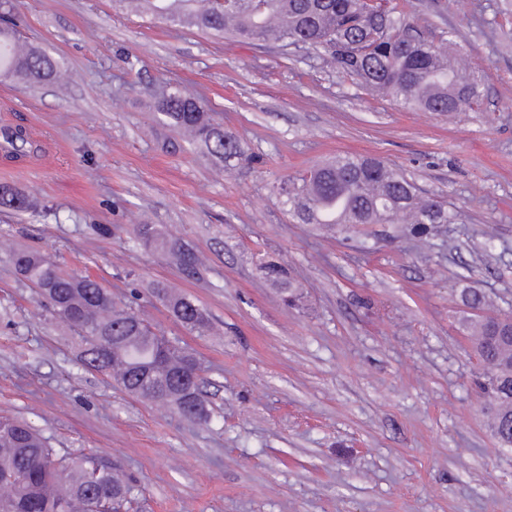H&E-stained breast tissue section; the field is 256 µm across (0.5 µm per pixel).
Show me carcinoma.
Here are the masks:
<instances>
[{
    "label": "carcinoma",
    "mask_w": 512,
    "mask_h": 512,
    "mask_svg": "<svg viewBox=\"0 0 512 512\" xmlns=\"http://www.w3.org/2000/svg\"><path fill=\"white\" fill-rule=\"evenodd\" d=\"M157 17L189 18L187 27L231 34L240 41L287 42L321 49L336 68L405 109L458 116L478 106L481 81L465 60L450 57L406 21L405 13L386 0L378 12L366 0H224V7L201 12L197 0H141ZM18 39L0 29V75L39 84L60 79L55 62L37 47L20 54ZM171 126L205 147L231 168L246 160L242 141L215 122L204 101L178 87L158 101ZM0 146L21 152L29 141L8 130ZM288 214L299 224H321L338 233L360 224H397L410 239L425 243L455 214L421 194L416 184L389 163L366 155H337L276 186ZM0 207L15 212L32 208L24 191L0 185ZM347 219L332 221L336 212ZM134 238L172 257L187 275L197 274L200 258L192 248L165 239L153 224H139ZM17 272L47 302L52 315L71 326L83 347L81 360L92 370L118 381L131 394L159 402L155 389L138 385L150 370L159 387H172L171 375L193 359L186 348L154 333L135 313L116 302L93 278L64 271L38 251L14 254ZM265 276L287 294L301 299L300 284L275 262ZM157 295L185 329L203 334L209 327L205 309L186 296ZM472 350L485 365L479 382L494 408L492 432L502 447L512 445V316L476 314L485 296L476 289L461 294ZM134 487L111 463L94 454L61 455L29 424L0 418V512H112V501L131 502Z\"/></svg>",
    "instance_id": "obj_1"
}]
</instances>
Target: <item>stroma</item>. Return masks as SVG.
Returning <instances> with one entry per match:
<instances>
[{
	"mask_svg": "<svg viewBox=\"0 0 512 512\" xmlns=\"http://www.w3.org/2000/svg\"><path fill=\"white\" fill-rule=\"evenodd\" d=\"M397 3L465 56L480 109L408 111L319 51L188 30L123 0H0L67 80L0 79V130L37 146L0 153V184L39 203L0 211V417L120 467L133 512H512V448L486 426L459 298L477 288L512 315V0ZM183 85L251 161L220 170L161 121L156 93ZM339 153L383 158L454 223L425 249L388 224L294 223L275 186ZM139 224L192 247L199 273L136 243ZM23 249L194 352L209 421L81 366L74 331L15 271ZM268 260L302 285L301 306L264 279ZM157 284L204 307L210 330L178 325Z\"/></svg>",
	"mask_w": 512,
	"mask_h": 512,
	"instance_id": "35a3bbf8",
	"label": "stroma"
}]
</instances>
